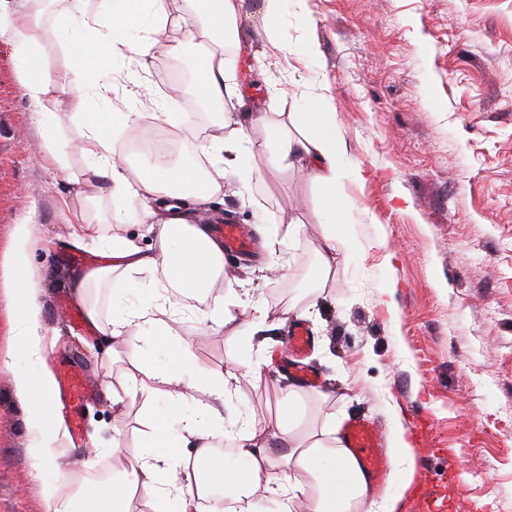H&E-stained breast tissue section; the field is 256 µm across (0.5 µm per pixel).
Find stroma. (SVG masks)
Wrapping results in <instances>:
<instances>
[{"instance_id":"1","label":"stroma","mask_w":512,"mask_h":512,"mask_svg":"<svg viewBox=\"0 0 512 512\" xmlns=\"http://www.w3.org/2000/svg\"><path fill=\"white\" fill-rule=\"evenodd\" d=\"M235 2L225 111L265 115L266 124L247 129L262 140L269 126L322 96L354 170L341 190L348 209L337 227L351 246L337 251L326 279L317 269L323 200L309 174L257 158L250 187L228 180L205 205L187 201L191 221L243 225L257 246L251 255L225 256L231 277L211 302L232 292L247 318L265 312L283 321L251 339L230 338L211 323L193 336L198 373L239 380L224 402V427L248 415L274 429L282 388L297 380L288 336L300 321L313 338L308 364L319 376L318 387L306 390L312 412L344 424L369 421L386 446L397 431L413 442L408 411L426 419V446L412 467L432 495L401 496L395 512H512V0H285L271 27L262 0ZM307 16L315 26L304 24ZM38 19L45 65L60 71L77 46L60 31L50 0H42ZM308 39L317 47L314 65L294 53ZM210 48L186 45L147 71L129 60L112 67V111L139 99L147 124L188 145L200 165L212 116L195 101L193 59ZM175 84L181 103L193 105L182 128L155 119L151 104ZM57 110L69 167L53 171L44 165V137L12 48L1 41L0 512H45L44 488L59 469L93 494L95 475L120 469L143 444L142 396L126 395L116 406L104 391L122 389L133 374L137 339L108 356L102 332L74 331L58 301L76 303L85 271L69 257L92 251L73 242L67 218L89 205L141 248L151 237L140 218L112 224V199L82 180L92 144L77 107L65 98ZM283 215L303 222L298 238L258 234ZM22 223L36 238L31 264L47 341L41 369L54 378L75 369L94 392L82 407L94 444L43 467L28 454L26 412L11 373L26 365L11 334L18 282L6 263ZM291 303L296 312H288ZM260 356L268 360L261 372H246L244 361ZM320 391L327 402L318 401ZM446 448L455 460L443 456Z\"/></svg>"}]
</instances>
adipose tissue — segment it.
<instances>
[{
  "mask_svg": "<svg viewBox=\"0 0 512 512\" xmlns=\"http://www.w3.org/2000/svg\"><path fill=\"white\" fill-rule=\"evenodd\" d=\"M60 24L70 30L80 53L63 73L50 75L39 62L43 30L37 15L15 8L11 0H0V38L15 49L23 92L38 124L44 130L46 162L66 169V155L55 147V128L50 123L61 94L78 101L95 96L107 102L112 84L100 79L115 60L127 52H136L144 66H159L173 52L176 40L192 43L205 39L213 50L197 56L195 92L215 116L206 139L205 156L211 166L208 173L184 166L165 171L156 164L129 171L116 155L113 138L124 132H148L144 115L138 108L108 113L112 137L98 133L94 120H86V135L94 145L92 159L84 174L88 184L112 199L131 205L153 202L159 216L149 224L154 238L151 252H143L125 237L98 235L89 219L71 220L76 240L102 246L112 261L88 276L89 282L111 284L113 273L149 272L152 294L148 302L114 315L103 333L113 347L125 346L131 328L149 326L150 333L135 348L132 359L138 373L134 390L157 398L186 400L193 393L206 394L192 415L178 419L180 435L171 438L170 420L153 410L142 417L149 429L145 452L128 469L113 473L92 496L74 494L63 498L56 491L46 493V512H130L134 495L140 494L154 504V512H191L196 500L222 491L225 501L236 512H254L259 503L275 500L279 512H393V500L377 502L370 498L364 473L351 453L337 438L335 420L307 421L295 424L293 408H281L276 427L288 450L278 453L270 448L264 430L251 418H243L232 437L234 449L224 456L212 452L216 437L211 421L220 416L224 400L231 393L229 381L216 376L207 381L195 379L191 343L180 332L183 321L181 298L189 294L208 295L224 278V247L214 238L209 225L194 224L182 213L187 197L210 198L220 190L225 178L250 181L253 170L234 167L230 158H254L276 152L281 167L300 165L324 190L323 244L317 251L319 271L330 274L336 264V213L344 204L336 189L348 176L346 151L336 128L334 113L328 112L319 98H311L302 111L292 112L288 120L292 132H276L272 140H256L243 127H236L224 113V41L236 27L233 0H185L187 7L171 16L161 0H57ZM32 232L29 225L16 227L10 262L18 279L25 285L16 289L17 317L13 335L22 357L30 364L44 361L46 347L41 336L39 290L30 285L29 249ZM166 340L173 364L159 366L153 356L157 340ZM26 426L32 436L28 448L38 461H50L62 454L61 427L51 404L28 411ZM193 448L195 472L205 474V481L182 483L177 477L185 466L182 448ZM288 472L287 482H280L278 472Z\"/></svg>",
  "mask_w": 512,
  "mask_h": 512,
  "instance_id": "1",
  "label": "adipose tissue"
}]
</instances>
